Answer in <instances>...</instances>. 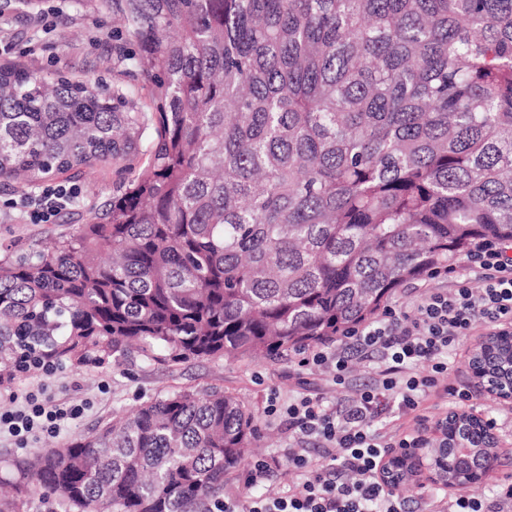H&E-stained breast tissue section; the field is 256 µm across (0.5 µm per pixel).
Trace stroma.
<instances>
[{"label":"stroma","instance_id":"1","mask_svg":"<svg viewBox=\"0 0 512 512\" xmlns=\"http://www.w3.org/2000/svg\"><path fill=\"white\" fill-rule=\"evenodd\" d=\"M0 34L16 46L15 65L50 77L63 72L75 79H102L110 88L132 92L138 106H145L147 91L128 67L116 66L115 47L127 38L112 21L111 10L100 0H0ZM118 179L117 168L103 164L77 177L58 176L57 184L74 188V204L62 212L55 223L33 224L24 213L6 208L8 191L0 192V258L14 251L43 243L69 231L71 225L85 223L90 213L101 209L112 196ZM479 342L478 336L465 339L449 365L448 383L466 387L470 392L473 414L492 418L504 416L496 426V452L499 459L491 476L479 487L492 495L496 486L512 477V402L493 398L482 391L468 368L469 358ZM295 363L267 357L223 358L178 364L145 362L131 355L119 363L75 368L62 365L52 376L20 374L0 389V410L10 409V393L25 395L47 389L55 402L85 403L81 418L71 422L59 436H41L28 447H17L9 436L0 437V476L18 459H32L47 449L62 447L76 436L89 435L99 427L121 418L144 401L180 388L217 389L237 396L246 405L260 411V458L278 460L280 472L261 489L274 494L283 489L287 478L282 470L288 465V432L270 423L264 410L271 392L288 396L296 388Z\"/></svg>","mask_w":512,"mask_h":512}]
</instances>
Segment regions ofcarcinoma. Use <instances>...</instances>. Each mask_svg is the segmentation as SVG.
<instances>
[{
    "instance_id": "obj_1",
    "label": "carcinoma",
    "mask_w": 512,
    "mask_h": 512,
    "mask_svg": "<svg viewBox=\"0 0 512 512\" xmlns=\"http://www.w3.org/2000/svg\"><path fill=\"white\" fill-rule=\"evenodd\" d=\"M128 91L0 66V186L98 164L105 213L0 260V365L283 357L334 343L486 239L512 243V0H102ZM512 361L488 336L477 362ZM448 486L478 489L456 460ZM221 390L177 389L13 464L77 512H209L257 433Z\"/></svg>"
}]
</instances>
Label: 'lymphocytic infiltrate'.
<instances>
[{"mask_svg": "<svg viewBox=\"0 0 512 512\" xmlns=\"http://www.w3.org/2000/svg\"><path fill=\"white\" fill-rule=\"evenodd\" d=\"M74 190L46 186L28 218L50 224L74 201ZM445 288H428L407 305L387 308L337 342L304 352L297 362L298 386L287 403L271 402V419L287 422L297 444L288 456L294 480L276 496L225 497L222 512H512V481L492 497L464 492L452 497L401 496L380 476L394 448H423L419 430L377 426L389 408L420 412L430 398L440 409L464 405L467 391L445 385L448 354L477 329L512 335V243L486 240L468 256L465 268L439 272ZM373 363L371 383L354 386L355 362ZM327 370L345 397L329 405L307 388L308 376ZM84 404L58 405L28 393L18 408L0 412V432L17 443L30 435H60L80 418Z\"/></svg>", "mask_w": 512, "mask_h": 512, "instance_id": "lymphocytic-infiltrate-1", "label": "lymphocytic infiltrate"}]
</instances>
